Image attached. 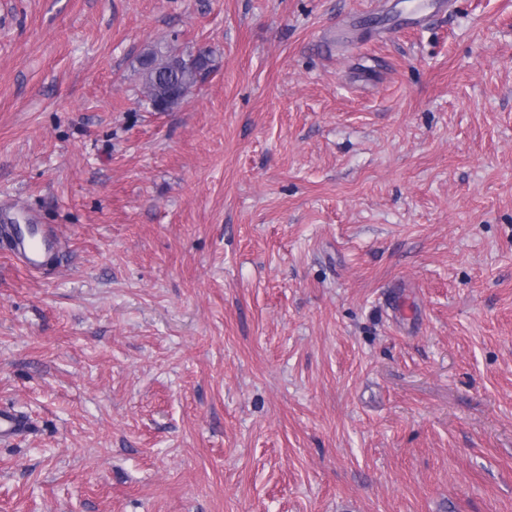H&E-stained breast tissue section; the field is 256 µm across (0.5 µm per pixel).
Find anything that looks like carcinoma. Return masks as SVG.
Segmentation results:
<instances>
[{
  "instance_id": "1",
  "label": "carcinoma",
  "mask_w": 512,
  "mask_h": 512,
  "mask_svg": "<svg viewBox=\"0 0 512 512\" xmlns=\"http://www.w3.org/2000/svg\"><path fill=\"white\" fill-rule=\"evenodd\" d=\"M208 67L206 54H201L193 66H179L167 55L166 48L154 46L139 58L142 93L145 100L156 98L167 89L192 88L202 71Z\"/></svg>"
}]
</instances>
